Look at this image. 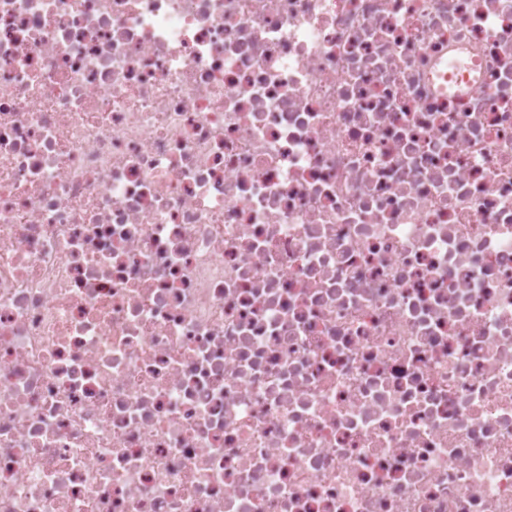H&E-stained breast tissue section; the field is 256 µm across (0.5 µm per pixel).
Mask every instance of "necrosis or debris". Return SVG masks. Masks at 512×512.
Returning a JSON list of instances; mask_svg holds the SVG:
<instances>
[{"mask_svg": "<svg viewBox=\"0 0 512 512\" xmlns=\"http://www.w3.org/2000/svg\"><path fill=\"white\" fill-rule=\"evenodd\" d=\"M0 512H512V0H0Z\"/></svg>", "mask_w": 512, "mask_h": 512, "instance_id": "1", "label": "necrosis or debris"}]
</instances>
